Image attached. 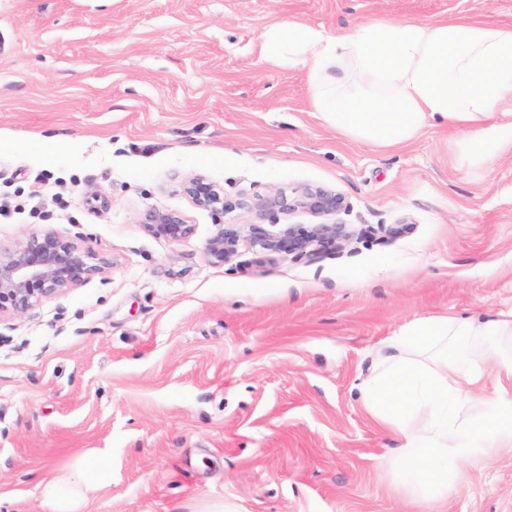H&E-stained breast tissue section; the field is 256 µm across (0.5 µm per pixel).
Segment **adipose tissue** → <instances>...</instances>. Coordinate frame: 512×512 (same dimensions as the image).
<instances>
[{"mask_svg": "<svg viewBox=\"0 0 512 512\" xmlns=\"http://www.w3.org/2000/svg\"><path fill=\"white\" fill-rule=\"evenodd\" d=\"M260 62L299 70L310 105L349 140L382 151L408 144L424 128L459 134L458 161L479 164L512 154V25L466 18L361 20L332 35L275 20L261 33ZM485 338L476 358L457 345ZM512 320L457 316L415 321L389 337L359 385L366 412L397 438L398 460L429 476L411 496L416 512H439L453 481L448 461L512 447ZM112 486L103 452L75 458L38 486L45 512H88Z\"/></svg>", "mask_w": 512, "mask_h": 512, "instance_id": "1", "label": "adipose tissue"}]
</instances>
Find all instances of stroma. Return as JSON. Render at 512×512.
I'll return each mask as SVG.
<instances>
[{
    "label": "stroma",
    "instance_id": "obj_1",
    "mask_svg": "<svg viewBox=\"0 0 512 512\" xmlns=\"http://www.w3.org/2000/svg\"><path fill=\"white\" fill-rule=\"evenodd\" d=\"M380 15L512 25V0H0V247L51 230L109 263L0 317V512H43L39 482L94 451L112 489L89 512H402L421 478L358 384L412 321L512 314V155L457 166L440 125L350 141L304 73L260 63L273 20ZM197 175L233 209L196 205ZM307 185L345 196L358 240L207 262L219 225L317 224L249 206ZM153 209L188 237L149 235ZM444 512H512V453L461 465ZM141 224L151 236L172 242L183 240L191 231L190 224L180 214L160 209L146 212Z\"/></svg>",
    "mask_w": 512,
    "mask_h": 512
}]
</instances>
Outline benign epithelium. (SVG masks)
I'll list each match as a JSON object with an SVG mask.
<instances>
[{
    "instance_id": "7a95c632",
    "label": "benign epithelium",
    "mask_w": 512,
    "mask_h": 512,
    "mask_svg": "<svg viewBox=\"0 0 512 512\" xmlns=\"http://www.w3.org/2000/svg\"><path fill=\"white\" fill-rule=\"evenodd\" d=\"M184 191L197 205L213 212L231 208L224 201L223 191L204 176L190 178ZM252 208L261 219L302 210L323 222L309 229L286 224L276 233L261 224L222 226L206 244L204 256L208 262L225 263L243 243L266 254L315 259L336 252L354 236L350 225L333 220L347 209L344 195L335 189L305 186L291 196L274 193L256 199ZM141 224L151 236L172 242L183 240L191 231V225L181 215L160 209L146 212ZM105 265L79 243L52 231L35 234L12 249L0 250V315L24 312L46 298L75 288L101 274Z\"/></svg>"
}]
</instances>
